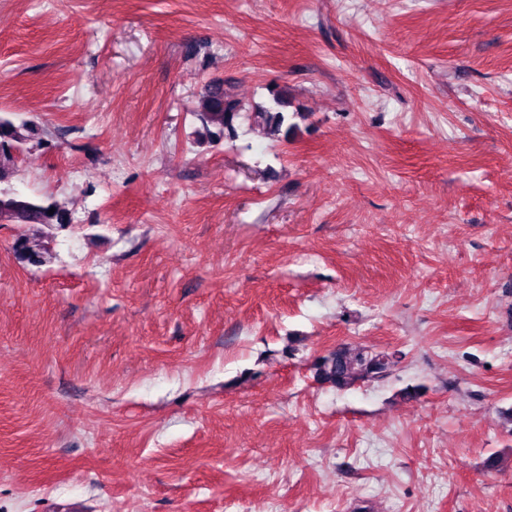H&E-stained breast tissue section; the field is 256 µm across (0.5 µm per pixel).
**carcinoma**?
<instances>
[{"instance_id":"1","label":"carcinoma","mask_w":512,"mask_h":512,"mask_svg":"<svg viewBox=\"0 0 512 512\" xmlns=\"http://www.w3.org/2000/svg\"><path fill=\"white\" fill-rule=\"evenodd\" d=\"M274 106L254 112V122L272 137H288L297 124L288 123L287 108L292 100L282 89L273 95ZM244 105L224 91V85L210 82L203 87L198 100L197 116L202 123V136L211 143L236 136V122ZM39 140V132L29 122L15 123L0 114V224H40L64 227L69 224L68 212L51 198L20 195L12 191L11 181L17 173L10 148L15 144L30 145ZM53 214H48L49 210ZM18 259L31 265L46 262L48 250L44 243H34L26 235L14 243ZM396 354L377 352L363 346L341 345L314 362L317 380L329 383L339 391L358 383L384 379L395 364Z\"/></svg>"}]
</instances>
